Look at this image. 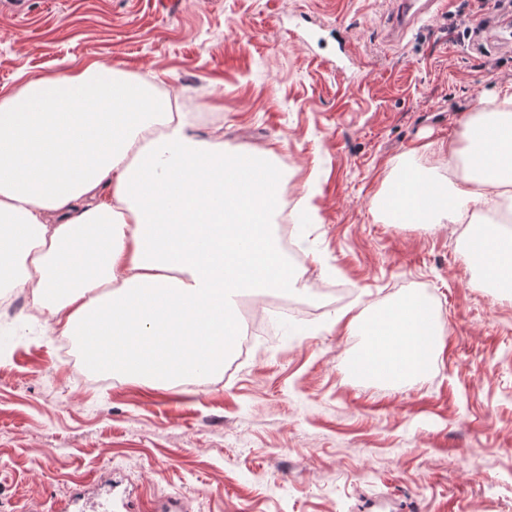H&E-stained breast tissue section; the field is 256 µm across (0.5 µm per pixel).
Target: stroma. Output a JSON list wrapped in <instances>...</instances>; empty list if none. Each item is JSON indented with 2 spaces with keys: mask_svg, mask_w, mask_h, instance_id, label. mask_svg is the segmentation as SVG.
Masks as SVG:
<instances>
[{
  "mask_svg": "<svg viewBox=\"0 0 512 512\" xmlns=\"http://www.w3.org/2000/svg\"><path fill=\"white\" fill-rule=\"evenodd\" d=\"M465 0L396 44L387 0H23L0 5V95L92 61L179 94L200 138L288 161L291 299L229 376L177 389L90 382L57 329L0 317V512L80 487L140 512H512V297L481 287L464 227H396L371 200L416 151L447 166L473 105L512 81L503 29L463 37ZM417 296L442 345L405 384L351 370L366 324ZM467 459L459 468V459Z\"/></svg>",
  "mask_w": 512,
  "mask_h": 512,
  "instance_id": "1",
  "label": "stroma"
}]
</instances>
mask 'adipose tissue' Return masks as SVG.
<instances>
[{
	"label": "adipose tissue",
	"instance_id": "adipose-tissue-1",
	"mask_svg": "<svg viewBox=\"0 0 512 512\" xmlns=\"http://www.w3.org/2000/svg\"><path fill=\"white\" fill-rule=\"evenodd\" d=\"M149 89L92 62L0 97V289H30L92 367L174 387L221 368L242 329L237 297L298 277L270 229L282 176L263 165L264 180L243 190L236 168L261 152L200 139L196 113ZM444 151L448 174L406 163L383 184L372 202L383 223L512 212V82L479 101ZM466 259L485 287L512 295V239L477 228ZM366 334V364L402 379L421 372L442 329L414 298Z\"/></svg>",
	"mask_w": 512,
	"mask_h": 512
}]
</instances>
